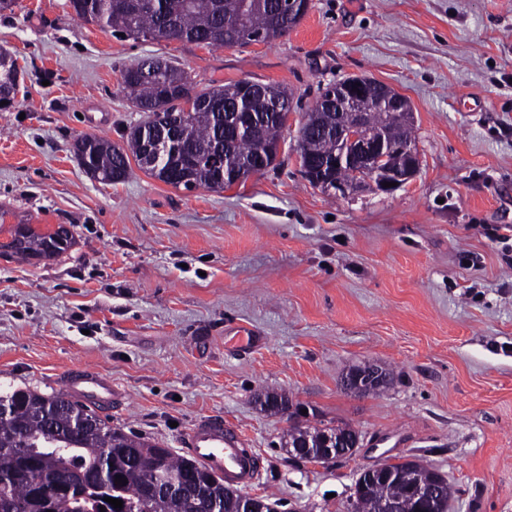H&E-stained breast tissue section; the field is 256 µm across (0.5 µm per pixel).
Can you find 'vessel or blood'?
<instances>
[{
  "label": "vessel or blood",
  "instance_id": "vessel-or-blood-1",
  "mask_svg": "<svg viewBox=\"0 0 512 512\" xmlns=\"http://www.w3.org/2000/svg\"><path fill=\"white\" fill-rule=\"evenodd\" d=\"M61 388L70 399L94 410L111 409L119 398L111 379L92 366L68 371L61 379ZM182 447L199 465L234 486H249L258 476L244 437L237 429L226 426L222 419L210 415L197 419Z\"/></svg>",
  "mask_w": 512,
  "mask_h": 512
}]
</instances>
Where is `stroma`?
<instances>
[{
  "instance_id": "35a3bbf8",
  "label": "stroma",
  "mask_w": 512,
  "mask_h": 512,
  "mask_svg": "<svg viewBox=\"0 0 512 512\" xmlns=\"http://www.w3.org/2000/svg\"><path fill=\"white\" fill-rule=\"evenodd\" d=\"M0 49L19 70L0 106V223L75 235L50 261L0 254L1 389L49 394L94 366L126 394L109 425L174 451L197 418L223 417L263 460L247 495L279 512H347L363 470L409 455L447 477L450 512H512V241L481 233L512 225V0H311L288 35L234 48L134 40L67 0H16ZM154 55L201 86L286 87L276 167L219 191L136 166L118 184L87 176L75 138L122 144L144 115L121 74ZM350 75L411 102L421 166L393 193L336 198L299 172L301 120ZM365 363L390 371L385 392L343 389ZM263 390L351 425L360 448L289 455Z\"/></svg>"
}]
</instances>
